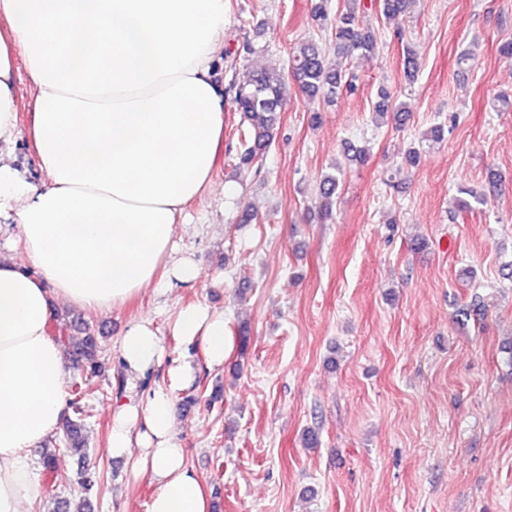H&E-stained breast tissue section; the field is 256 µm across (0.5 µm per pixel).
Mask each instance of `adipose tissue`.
<instances>
[{
	"label": "adipose tissue",
	"mask_w": 512,
	"mask_h": 512,
	"mask_svg": "<svg viewBox=\"0 0 512 512\" xmlns=\"http://www.w3.org/2000/svg\"><path fill=\"white\" fill-rule=\"evenodd\" d=\"M225 0H0V145L27 137L46 179L29 182L0 152V220L28 258L0 257V512H24L41 489L29 456L66 413V364L47 334L55 301L109 311L167 277L196 282L174 231L212 182L224 150ZM80 48L71 59L72 48ZM34 88L20 124L14 62ZM172 336L228 353L224 313L182 308ZM164 338L129 323L120 358L132 379L158 365ZM163 391L112 409L109 448L155 486L147 512H211L188 469Z\"/></svg>",
	"instance_id": "ef3b65f1"
}]
</instances>
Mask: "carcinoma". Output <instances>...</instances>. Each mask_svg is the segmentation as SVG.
I'll use <instances>...</instances> for the list:
<instances>
[{
    "instance_id": "1",
    "label": "carcinoma",
    "mask_w": 512,
    "mask_h": 512,
    "mask_svg": "<svg viewBox=\"0 0 512 512\" xmlns=\"http://www.w3.org/2000/svg\"><path fill=\"white\" fill-rule=\"evenodd\" d=\"M380 2L384 19L393 24L394 37L402 38L399 21L400 16L408 9L409 0ZM311 19L318 29L331 31V44L336 51V59H329L327 50L316 42L302 41L290 52L288 68L284 69L277 64L270 65L254 72L248 82L231 83L227 87L237 111L249 123V126L238 129L241 147L236 159L240 167H251L257 171L261 169L264 153L276 136L274 126L286 99L288 77H293L300 89L309 96L321 94L327 101L332 102L343 93H355L358 88L356 76L343 68L340 59L356 53L371 54L377 49L375 32L362 29L356 21L354 10L350 8L338 10L333 15L325 4L320 3L312 10ZM373 113L375 120L388 118L399 127L407 119L406 108L401 104H394L385 90L380 91V100ZM338 187L339 179L336 174L327 173L322 176L318 195L320 207L326 214L331 213ZM79 329L83 331V336L70 339L68 344L70 358L75 368L80 371V377L72 386L69 400L71 416L62 424V443L84 460L87 457V449L82 439L84 400L98 391L94 378L100 376L103 362L99 359L100 346L94 331L84 323L79 324ZM57 446L55 438L46 441L41 455V474L43 480L49 483L55 477L56 458L53 448Z\"/></svg>"
}]
</instances>
